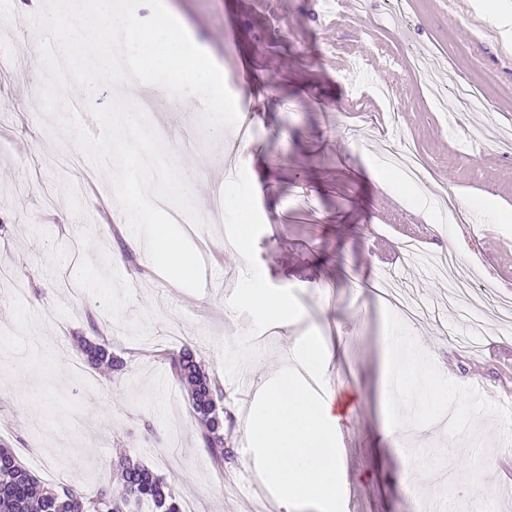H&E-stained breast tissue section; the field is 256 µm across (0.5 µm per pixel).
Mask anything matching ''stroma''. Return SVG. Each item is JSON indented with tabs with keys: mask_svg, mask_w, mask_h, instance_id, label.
I'll return each mask as SVG.
<instances>
[{
	"mask_svg": "<svg viewBox=\"0 0 512 512\" xmlns=\"http://www.w3.org/2000/svg\"><path fill=\"white\" fill-rule=\"evenodd\" d=\"M191 39L223 71L251 139L240 175L224 162L237 129L206 140L202 103L171 109L154 91L152 126L181 138V162L207 214L215 189L241 206L204 224L194 247L221 251L213 281L192 293L154 272L134 235H113L96 207L112 197L104 172L52 131L41 105L40 33L18 0H0V439L42 482L87 496L130 457L162 475L198 512H254L259 484L246 448L253 405L245 386L317 330L333 352L325 392L334 398L344 512H512V321L448 302L455 272L443 194L471 212L485 239L463 249L477 289L512 290V0H168ZM449 56L434 78L415 57ZM478 102L447 118L430 86L460 80ZM400 103L391 112L384 92ZM412 149L428 170L403 181L387 160ZM428 192L429 209H414ZM247 239L246 256L232 242ZM416 240L421 262L402 257ZM285 295L297 323L261 325L235 307L253 277ZM417 341L446 402L397 399L382 383L387 335ZM103 337L122 373L76 374L80 338ZM190 349L220 378L224 439L215 468L170 358ZM34 390L19 398L18 384Z\"/></svg>",
	"mask_w": 512,
	"mask_h": 512,
	"instance_id": "35a3bbf8",
	"label": "stroma"
}]
</instances>
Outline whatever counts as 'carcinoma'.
I'll return each mask as SVG.
<instances>
[{
	"instance_id": "1",
	"label": "carcinoma",
	"mask_w": 512,
	"mask_h": 512,
	"mask_svg": "<svg viewBox=\"0 0 512 512\" xmlns=\"http://www.w3.org/2000/svg\"><path fill=\"white\" fill-rule=\"evenodd\" d=\"M83 356L87 365L97 370L105 365L120 371L125 361L112 354L110 345L98 339L84 341ZM175 376L191 394L193 417L200 438L209 450L213 465H224V419L216 413L218 396L223 394L220 381L206 374L194 355L184 351L171 357ZM116 489L100 488L88 497L66 486L53 488L36 478L16 458L14 451L0 441V512H181V503L165 491L163 480L148 467L128 459L112 469Z\"/></svg>"
}]
</instances>
